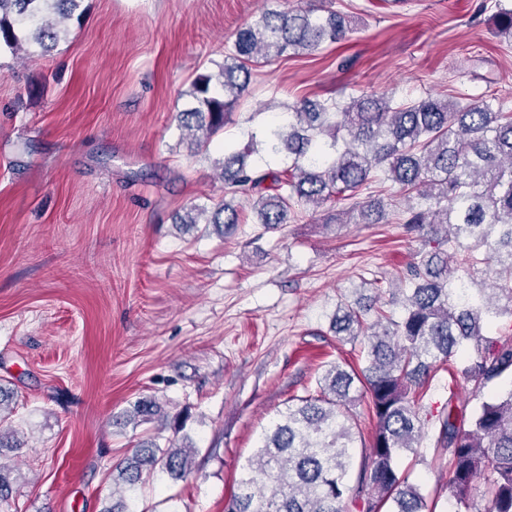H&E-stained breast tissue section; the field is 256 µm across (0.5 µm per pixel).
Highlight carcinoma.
Listing matches in <instances>:
<instances>
[{"label": "carcinoma", "instance_id": "obj_1", "mask_svg": "<svg viewBox=\"0 0 512 512\" xmlns=\"http://www.w3.org/2000/svg\"><path fill=\"white\" fill-rule=\"evenodd\" d=\"M82 0H0V51L28 46L51 51L67 35ZM345 16L332 9L267 10L240 29L216 71L195 76L177 120L197 150L224 130L233 106L246 93L254 71L281 57L310 54L347 37ZM263 144L292 163L282 171L250 163L255 135L243 150L224 155V194L254 200L266 229L286 224L295 207L319 208L338 196L351 204L334 214L353 224H377L380 201L358 200L369 182H391L408 206L398 223L422 248L398 279L400 295L382 305L355 308L341 296L333 319L336 335L358 342L364 366L332 365L317 379L316 394L279 412L241 467L225 512H436L419 485L400 471L406 453H416L425 435L420 415L424 386L458 353L456 374L482 395L478 405L448 399L437 417L434 448L448 459V486L466 501L484 485V512H512V334L485 336L496 318L512 321V112L493 95L462 103L433 97L397 102L385 95L299 100L288 122L270 126ZM239 223L237 208L224 201L212 212L195 207L179 224ZM491 267L493 288L476 291L469 277ZM400 307L394 315L390 306ZM365 398L376 420L371 442L356 456L357 422L351 405ZM12 398L0 387V452L24 447L10 419ZM161 418L142 398L128 410L140 425ZM184 448L141 442L115 467L120 482L103 512H137L143 474L161 468L186 476ZM13 469L0 464V506L8 502Z\"/></svg>", "mask_w": 512, "mask_h": 512}]
</instances>
